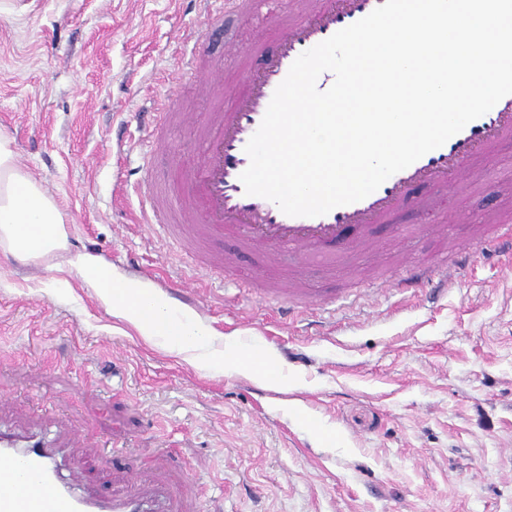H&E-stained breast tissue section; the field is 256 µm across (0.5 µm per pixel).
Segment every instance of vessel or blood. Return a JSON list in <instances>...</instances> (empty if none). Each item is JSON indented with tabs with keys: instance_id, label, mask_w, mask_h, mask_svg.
<instances>
[{
	"instance_id": "1",
	"label": "vessel or blood",
	"mask_w": 512,
	"mask_h": 512,
	"mask_svg": "<svg viewBox=\"0 0 512 512\" xmlns=\"http://www.w3.org/2000/svg\"><path fill=\"white\" fill-rule=\"evenodd\" d=\"M385 0H296L295 8L274 14L267 30L246 48L229 46L240 66L230 75L200 60H190L185 76L201 94L224 90V101L199 124L200 150L195 158L177 159L179 195L169 206L177 215L175 230L196 261L209 272L222 258L205 250L209 239L229 236L247 251L278 263L282 254L299 258L334 248L374 250L371 230L395 223L415 208L432 224L444 225L457 207V197L478 181L479 171L512 141V95L470 122L443 146L430 151L388 178L358 202L315 217L289 216L264 198L246 194L241 174L250 160L245 146L259 128L271 98L293 62L337 31L370 14ZM303 268L278 280H260L269 298L305 310L320 300L301 281ZM57 452L40 438L16 440L0 432V512H163L178 503L169 487L143 486L130 476L126 491L102 502L78 494L73 482L62 480Z\"/></svg>"
}]
</instances>
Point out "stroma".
<instances>
[{"label": "stroma", "mask_w": 512, "mask_h": 512, "mask_svg": "<svg viewBox=\"0 0 512 512\" xmlns=\"http://www.w3.org/2000/svg\"><path fill=\"white\" fill-rule=\"evenodd\" d=\"M266 26L229 13L206 28L192 0H0V134L68 233L45 260L0 244V431L44 434L61 477L82 467L84 494L110 496L133 473L193 482L182 512H512V259L489 233L467 275L443 263L512 202L511 144L447 236L409 209L373 228L379 259L310 257L306 285L325 302L301 318L249 290L265 266L233 239L211 246L235 272L198 280L162 228L135 223L149 184L173 187L153 113L222 97L179 83L184 52L202 42L228 72L227 44ZM86 253L167 302L191 290L197 304L177 311L211 330L208 353L233 342L277 381L140 336L78 277ZM420 258L434 280L395 289L399 264Z\"/></svg>", "instance_id": "stroma-1"}]
</instances>
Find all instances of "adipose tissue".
Listing matches in <instances>:
<instances>
[{"mask_svg":"<svg viewBox=\"0 0 512 512\" xmlns=\"http://www.w3.org/2000/svg\"><path fill=\"white\" fill-rule=\"evenodd\" d=\"M0 243L15 256L40 259L65 251L67 230L56 201L29 173L14 164L10 140L0 135ZM79 277L96 289L113 314L140 335L163 339L184 352L210 340V332L191 316H175L167 303L137 281L112 273L97 257L72 262Z\"/></svg>","mask_w":512,"mask_h":512,"instance_id":"1","label":"adipose tissue"}]
</instances>
